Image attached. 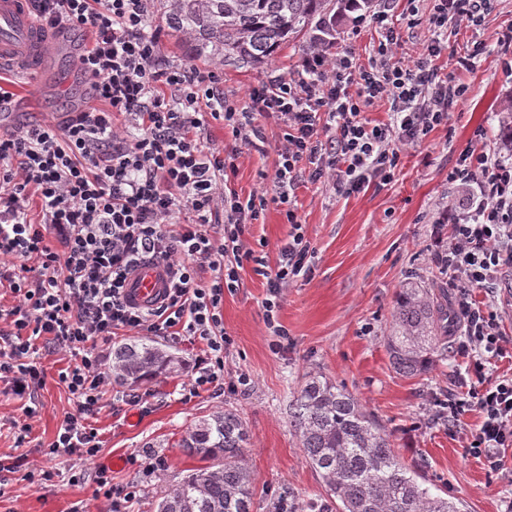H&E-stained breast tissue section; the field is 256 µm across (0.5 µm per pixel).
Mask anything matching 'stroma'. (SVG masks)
<instances>
[{"mask_svg":"<svg viewBox=\"0 0 512 512\" xmlns=\"http://www.w3.org/2000/svg\"><path fill=\"white\" fill-rule=\"evenodd\" d=\"M433 6V0H421L422 21L411 28L401 20L406 0H375L373 11L345 22L339 45L355 47L361 60H368L377 44L373 13L384 9L398 21L400 53L414 54L432 36L428 18ZM510 26L512 0H495L477 33H461L455 51H442L435 61L440 75L466 85V98L450 109L447 122L416 144L400 147L392 181H373L348 196L328 182L300 184L298 214L314 258L310 277L282 290L278 319L288 332L284 346H276L265 327L264 277L245 267L239 288L224 296V329L232 340L224 356V380L235 383V390L187 397L185 387L199 349L186 339L168 341V348L181 357L183 370L140 384L139 392L148 395L144 408L104 401L89 419L103 447L87 461L51 460L43 454L65 414L74 409L69 393L58 383L59 370L70 362L69 352L46 354V384L39 392L36 418L27 419L21 401L0 391V418L32 426L29 443L20 446L13 430L0 429V455L23 454L56 473L43 485L14 479L0 486V512H109L111 505L96 483L102 468L113 483H138L129 512H156L159 498L200 465L178 445L187 427L225 408L241 417L249 434L245 459L254 478L253 512H272L273 502L283 498H324L325 486L306 463L288 422V404L311 372L322 373L355 395L390 434L401 461L426 480L432 493L460 500L465 512H504L512 499V449L505 453L506 475H488L465 449L480 422L478 411L467 412L453 426L439 413L440 401L459 390L466 378L467 359L452 352L429 373L406 378L391 364L387 338L399 291L412 285L434 289L442 280L434 256L448 240L449 227L439 221L443 209L461 212L477 204L448 180L460 153L477 144L503 149L497 111L512 98V72L504 68L497 35ZM475 40L483 45L481 54L470 66H461L458 53ZM303 53L301 43L290 44L260 69L226 66L220 55L212 62L220 67L225 94L243 106L248 88L293 74ZM71 63V56L56 51L38 84L21 80L11 68L0 69L1 90L34 99L30 113L14 115L13 125L31 118L53 122L97 107L89 84L71 77ZM259 125L264 137L260 151L234 141L223 122H210L204 132L211 148L238 151L232 185L243 197L273 189L280 128L265 119ZM288 230L273 202L263 222L250 226L251 243L266 244L268 268H275L277 246ZM242 375L247 385L238 384ZM158 457L164 461L160 477L144 475V467ZM72 468L83 470L84 480L68 483Z\"/></svg>","mask_w":512,"mask_h":512,"instance_id":"stroma-1","label":"stroma"}]
</instances>
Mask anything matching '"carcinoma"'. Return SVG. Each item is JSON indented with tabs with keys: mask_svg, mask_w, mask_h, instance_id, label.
Wrapping results in <instances>:
<instances>
[{
	"mask_svg": "<svg viewBox=\"0 0 512 512\" xmlns=\"http://www.w3.org/2000/svg\"><path fill=\"white\" fill-rule=\"evenodd\" d=\"M373 0H164L168 27L189 35L197 57L224 52V62L260 68L303 37L312 46L336 44L350 15ZM387 347L398 374L426 373L448 356V295L428 288L398 294ZM183 367L180 357L148 338L112 349L116 382L139 385ZM310 466L320 474L336 512H461L434 495L403 465L391 440L359 401L320 373L309 374L288 405ZM247 433L232 410L190 425L180 447L204 466L158 502L157 512H252L253 485L244 464Z\"/></svg>",
	"mask_w": 512,
	"mask_h": 512,
	"instance_id": "1",
	"label": "carcinoma"
}]
</instances>
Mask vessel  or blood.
<instances>
[{
  "mask_svg": "<svg viewBox=\"0 0 512 512\" xmlns=\"http://www.w3.org/2000/svg\"><path fill=\"white\" fill-rule=\"evenodd\" d=\"M66 34L51 30L31 15L25 0H0V64H8L29 80L42 75L43 60L59 47ZM168 285L163 264L140 268L127 280L126 294L137 306L153 308Z\"/></svg>",
  "mask_w": 512,
  "mask_h": 512,
  "instance_id": "vessel-or-blood-1",
  "label": "vessel or blood"
}]
</instances>
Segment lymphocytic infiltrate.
I'll list each match as a JSON object with an SVG mask.
<instances>
[{
	"instance_id": "lymphocytic-infiltrate-1",
	"label": "lymphocytic infiltrate",
	"mask_w": 512,
	"mask_h": 512,
	"mask_svg": "<svg viewBox=\"0 0 512 512\" xmlns=\"http://www.w3.org/2000/svg\"><path fill=\"white\" fill-rule=\"evenodd\" d=\"M30 12L51 27L91 31L82 56L95 81L100 109L74 112L64 128L50 123L0 128V285L14 303L0 308V383L29 401L46 372L41 350L69 348L74 363L58 381L76 410L65 416L47 453L95 457L101 447L87 419L108 393L105 347L127 332L202 342L188 391L224 388V295L235 291L245 265L266 280L265 325L286 338L278 321L283 288L311 274L313 250L295 205L301 180L327 181L338 192H361L372 179L391 180L397 145L418 142L448 118L467 93L442 79L434 60L461 28L480 27L493 0H435L428 23L432 38L415 56L397 54L398 33L387 13L374 24L380 39L368 64L352 49L318 46L296 75L248 89L238 108L224 94L217 67L163 60L150 14L153 0H26ZM386 100L392 121L371 124L364 106ZM125 126H117V117ZM277 122L274 198L241 197L231 184L236 153L210 149L202 133L223 121L245 145L261 139L258 118ZM452 180L478 188L481 200L455 215L436 262L458 288L463 330L456 352L470 362L473 386L448 398V421L478 409L467 455L488 474H499L502 453L512 447V375L487 378L492 360L512 359V339L500 329L490 301L476 289L498 288L512 271V160L483 147L460 153ZM37 197L40 222L28 214ZM280 205L290 231L267 268L248 242L269 203ZM59 249H52L48 236ZM165 264L169 284L156 309L127 298L129 274L141 264ZM210 278H203V271Z\"/></svg>"
}]
</instances>
